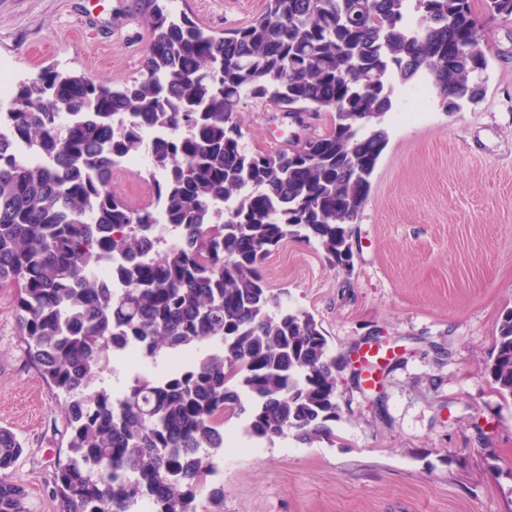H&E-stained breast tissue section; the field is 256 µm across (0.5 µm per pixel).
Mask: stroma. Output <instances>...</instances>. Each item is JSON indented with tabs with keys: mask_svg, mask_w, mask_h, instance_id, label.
Returning <instances> with one entry per match:
<instances>
[{
	"mask_svg": "<svg viewBox=\"0 0 512 512\" xmlns=\"http://www.w3.org/2000/svg\"><path fill=\"white\" fill-rule=\"evenodd\" d=\"M488 48L486 94L447 113L428 101L405 120L407 87L387 117L388 145L353 226V268L315 243L288 241L263 274L283 307L309 312L336 358L334 441L248 438L243 417L220 461L224 512H512V399L484 372L512 307V20L472 0ZM216 31L259 15L264 0H177ZM149 43L138 0H0V60L16 79L53 64L119 86ZM248 151L273 152L324 131L298 127L252 99L241 105ZM14 289L0 288V426L24 452L12 473L30 512H56L67 461L54 392L29 362ZM380 350L362 365L357 348ZM368 368L371 382L355 378Z\"/></svg>",
	"mask_w": 512,
	"mask_h": 512,
	"instance_id": "stroma-1",
	"label": "stroma"
}]
</instances>
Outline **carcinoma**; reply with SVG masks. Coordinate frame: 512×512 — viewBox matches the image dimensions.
Returning <instances> with one entry per match:
<instances>
[{
    "instance_id": "obj_1",
    "label": "carcinoma",
    "mask_w": 512,
    "mask_h": 512,
    "mask_svg": "<svg viewBox=\"0 0 512 512\" xmlns=\"http://www.w3.org/2000/svg\"><path fill=\"white\" fill-rule=\"evenodd\" d=\"M170 2L138 0L150 39L137 77L110 86L46 66L0 111V287L17 289L28 358L70 431L58 512H199L201 497L223 512L209 477L233 416L258 440L335 437L336 357L313 315L281 308L263 261L314 240L331 267H351L396 86L428 87L447 112L486 93L471 0H266L222 33ZM485 3L512 19V0ZM246 98L325 112L329 128L249 152ZM144 151L138 176L169 239L154 207L112 191V168ZM204 342L215 351L179 370L103 386L130 344L155 361ZM485 373L512 399V307ZM22 452L0 427V512H29L8 476Z\"/></svg>"
}]
</instances>
